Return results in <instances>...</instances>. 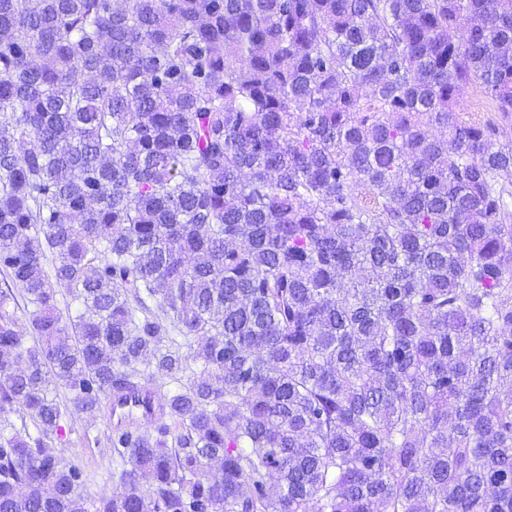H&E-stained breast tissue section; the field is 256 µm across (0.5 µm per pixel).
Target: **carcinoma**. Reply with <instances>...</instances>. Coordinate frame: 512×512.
I'll use <instances>...</instances> for the list:
<instances>
[{
    "label": "carcinoma",
    "instance_id": "cac0c4a2",
    "mask_svg": "<svg viewBox=\"0 0 512 512\" xmlns=\"http://www.w3.org/2000/svg\"><path fill=\"white\" fill-rule=\"evenodd\" d=\"M474 82L512 118V0H0V512H512ZM131 400L90 499L45 439Z\"/></svg>",
    "mask_w": 512,
    "mask_h": 512
}]
</instances>
